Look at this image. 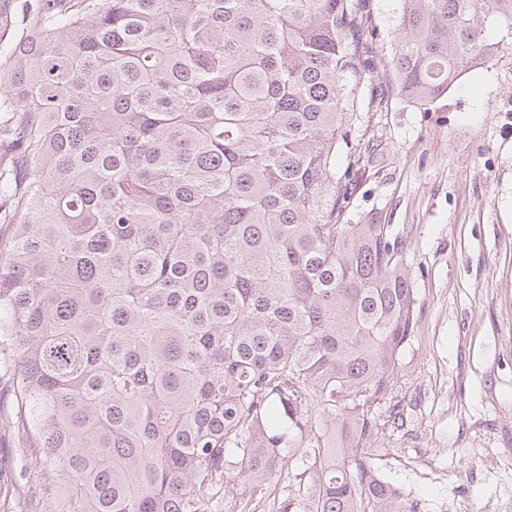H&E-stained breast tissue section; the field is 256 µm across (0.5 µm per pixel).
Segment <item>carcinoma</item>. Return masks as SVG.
Wrapping results in <instances>:
<instances>
[{"mask_svg":"<svg viewBox=\"0 0 512 512\" xmlns=\"http://www.w3.org/2000/svg\"><path fill=\"white\" fill-rule=\"evenodd\" d=\"M495 26L512 0H399L401 97ZM366 33L369 0H0L7 424L59 477L44 512H212L283 448L313 463L280 512H418L374 467L414 288L343 216Z\"/></svg>","mask_w":512,"mask_h":512,"instance_id":"cac0c4a2","label":"carcinoma"}]
</instances>
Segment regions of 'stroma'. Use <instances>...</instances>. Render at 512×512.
I'll return each mask as SVG.
<instances>
[{"label": "stroma", "instance_id": "1", "mask_svg": "<svg viewBox=\"0 0 512 512\" xmlns=\"http://www.w3.org/2000/svg\"><path fill=\"white\" fill-rule=\"evenodd\" d=\"M369 5L346 216L388 225L417 298L392 397L375 408V466L420 512H512V36L489 30L499 54L420 109L387 68L398 0ZM288 467L225 495L224 512H279ZM57 490L24 438L0 432V512H41Z\"/></svg>", "mask_w": 512, "mask_h": 512}]
</instances>
